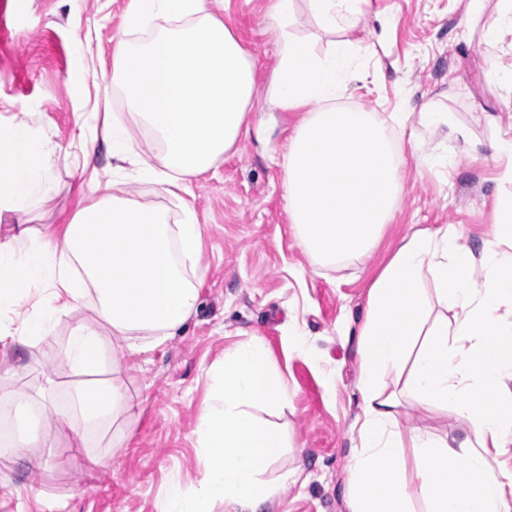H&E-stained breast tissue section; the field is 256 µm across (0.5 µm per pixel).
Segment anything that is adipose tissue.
I'll list each match as a JSON object with an SVG mask.
<instances>
[{"mask_svg":"<svg viewBox=\"0 0 512 512\" xmlns=\"http://www.w3.org/2000/svg\"><path fill=\"white\" fill-rule=\"evenodd\" d=\"M309 4L322 29L350 30L368 0ZM159 15L181 24L140 43L117 42L112 85L127 113L105 125L103 138L113 160L124 162L137 153L134 131H147L163 168L144 167L143 176L166 191L182 188L236 146L249 125L255 68L207 0H130L126 23ZM42 150L28 122L0 126V209H18L39 189ZM460 239L448 227L404 236L369 290L357 343L362 413L348 464L351 512H412L415 497L427 512H512V470L491 465L512 426V261L497 250L512 244V196L498 199L480 252ZM201 244L191 210L174 224L165 208L119 188L78 210L61 236L19 225L0 239V308L24 302L34 285H51L35 316L16 328L0 321V349L21 350L51 335L58 313L77 316L61 354L84 382L52 418L75 447H88L106 430L113 447H126L125 430L114 427L131 409L113 379L119 353L145 351L142 336L161 342L188 320ZM426 276L434 295L421 286ZM88 296L89 318L80 314ZM112 346L118 354H109ZM390 373L404 376L420 401L452 407L469 434L454 444L444 434L405 435L397 396L382 390Z\"/></svg>","mask_w":512,"mask_h":512,"instance_id":"1","label":"adipose tissue"}]
</instances>
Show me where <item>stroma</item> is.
Wrapping results in <instances>:
<instances>
[{
	"label": "stroma",
	"instance_id": "stroma-1",
	"mask_svg": "<svg viewBox=\"0 0 512 512\" xmlns=\"http://www.w3.org/2000/svg\"><path fill=\"white\" fill-rule=\"evenodd\" d=\"M128 7L129 0H0V125L34 113L44 143L41 173L51 189L49 197L33 194L23 210L1 215L0 237L16 224L60 229L119 180L134 199L165 207L174 219L184 208L194 211L204 229L198 301L175 336L124 360L119 379L133 405L127 447L107 438L75 448L48 428L54 456L30 448L25 460L0 464V512H162L172 482L190 490L202 477L193 430L210 368L255 335L291 393L287 406L269 416L285 431L288 448L264 477L297 472L263 512H350L348 464L361 403L357 340L369 288L413 231L452 225L463 243L481 250L496 197L512 194V184L495 180L493 152L500 138L512 137V109L503 104L512 85L487 87L482 71L512 68V54L487 45L479 22L462 38L460 0H370L364 28L352 34L362 66L342 105L384 116L432 105L451 124L398 136L404 182L394 220L370 257L323 267L302 254L285 210L282 162L301 114L266 107L276 40L269 0H209L210 12L254 63V109L262 119L173 196L143 181L133 166L115 169L99 140L102 112L125 111L112 85V56ZM89 140L96 150L91 172L83 168ZM433 154L446 155L448 167L424 164ZM72 324L59 314L53 335L26 349L40 370L9 362L7 384L49 410L64 407L78 381L59 354ZM297 332L306 338L301 354L291 346ZM383 385L400 395L405 430L465 438L467 424L454 410L420 403L395 375Z\"/></svg>",
	"mask_w": 512,
	"mask_h": 512
}]
</instances>
